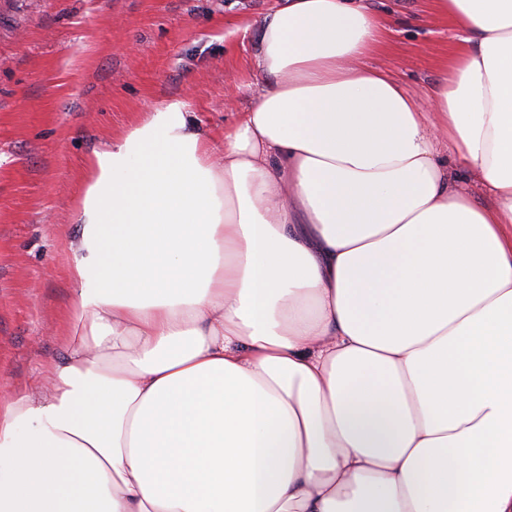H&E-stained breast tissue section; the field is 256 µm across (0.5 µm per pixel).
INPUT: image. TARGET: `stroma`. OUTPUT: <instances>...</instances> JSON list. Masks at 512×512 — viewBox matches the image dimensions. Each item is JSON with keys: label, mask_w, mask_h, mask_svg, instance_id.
Returning a JSON list of instances; mask_svg holds the SVG:
<instances>
[{"label": "stroma", "mask_w": 512, "mask_h": 512, "mask_svg": "<svg viewBox=\"0 0 512 512\" xmlns=\"http://www.w3.org/2000/svg\"><path fill=\"white\" fill-rule=\"evenodd\" d=\"M283 0H0V391L62 355L70 242L94 150L155 103L224 131L262 84L264 17ZM389 31L370 58L431 95L457 40L432 0H367Z\"/></svg>", "instance_id": "35a3bbf8"}]
</instances>
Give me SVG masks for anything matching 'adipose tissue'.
Masks as SVG:
<instances>
[{"label":"adipose tissue","mask_w":512,"mask_h":512,"mask_svg":"<svg viewBox=\"0 0 512 512\" xmlns=\"http://www.w3.org/2000/svg\"><path fill=\"white\" fill-rule=\"evenodd\" d=\"M436 4L430 98L285 0L223 148L171 100L95 152L0 512H512V0Z\"/></svg>","instance_id":"obj_1"}]
</instances>
